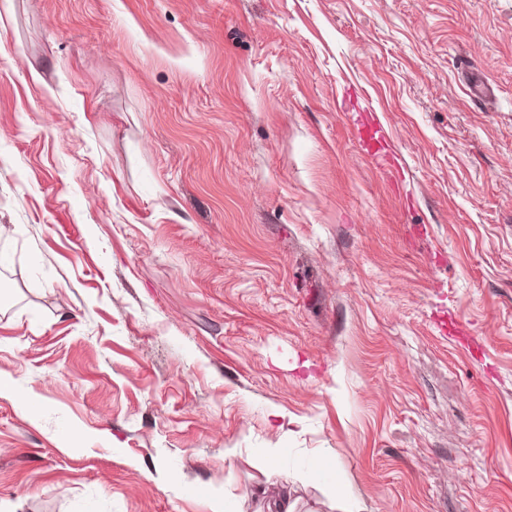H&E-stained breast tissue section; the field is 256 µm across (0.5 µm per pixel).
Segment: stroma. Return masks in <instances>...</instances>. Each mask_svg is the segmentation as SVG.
<instances>
[{
	"label": "stroma",
	"mask_w": 512,
	"mask_h": 512,
	"mask_svg": "<svg viewBox=\"0 0 512 512\" xmlns=\"http://www.w3.org/2000/svg\"><path fill=\"white\" fill-rule=\"evenodd\" d=\"M0 225V512H512V0H9ZM368 118L364 126L365 131L360 133V143L367 156L378 162V159L391 161L392 154L389 152V136L380 117L375 112Z\"/></svg>",
	"instance_id": "35a3bbf8"
}]
</instances>
